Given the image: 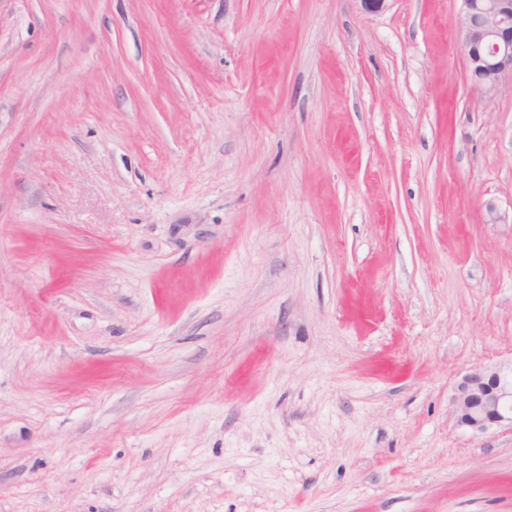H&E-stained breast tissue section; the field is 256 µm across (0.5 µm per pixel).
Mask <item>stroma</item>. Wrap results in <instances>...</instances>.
<instances>
[{
  "instance_id": "35a3bbf8",
  "label": "stroma",
  "mask_w": 512,
  "mask_h": 512,
  "mask_svg": "<svg viewBox=\"0 0 512 512\" xmlns=\"http://www.w3.org/2000/svg\"><path fill=\"white\" fill-rule=\"evenodd\" d=\"M461 0H0V512H512V80ZM461 45L467 80L492 97L512 79V0H461ZM452 406L458 424L477 434L494 424L512 425V362L471 369L457 384Z\"/></svg>"
}]
</instances>
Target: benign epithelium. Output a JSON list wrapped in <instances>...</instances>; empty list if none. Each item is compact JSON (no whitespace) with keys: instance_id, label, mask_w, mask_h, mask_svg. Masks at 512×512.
Listing matches in <instances>:
<instances>
[{"instance_id":"7a95c632","label":"benign epithelium","mask_w":512,"mask_h":512,"mask_svg":"<svg viewBox=\"0 0 512 512\" xmlns=\"http://www.w3.org/2000/svg\"><path fill=\"white\" fill-rule=\"evenodd\" d=\"M461 2L467 80L491 97L512 77V0ZM452 406L458 424L477 434L512 424V364L471 369L457 384Z\"/></svg>"}]
</instances>
